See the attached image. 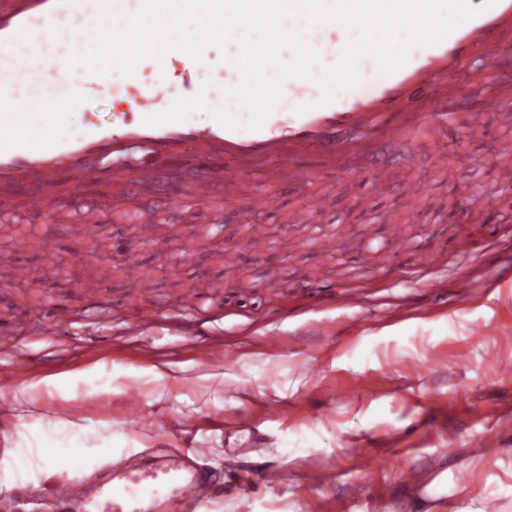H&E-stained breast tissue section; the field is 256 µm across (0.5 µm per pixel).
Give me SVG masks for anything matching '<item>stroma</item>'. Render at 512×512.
Returning a JSON list of instances; mask_svg holds the SVG:
<instances>
[{"instance_id":"obj_1","label":"stroma","mask_w":512,"mask_h":512,"mask_svg":"<svg viewBox=\"0 0 512 512\" xmlns=\"http://www.w3.org/2000/svg\"><path fill=\"white\" fill-rule=\"evenodd\" d=\"M73 108L68 129L107 126L118 119V91L87 89ZM476 138L384 142L352 157L346 168L327 167L305 189L284 180L283 166L259 161L243 174V204L235 222L224 220L223 194L181 208V232L209 234V249L185 259L172 275L154 247L138 265L151 277L148 298L131 294L124 277L90 258L92 242L136 235L145 221L142 202L160 206L165 186L134 188L118 195L105 182L78 196L99 210L90 236L76 237L66 225L36 220L18 207L0 211V254L24 268L16 288L0 289V452L22 421L10 392L19 384L10 362L19 346L36 353L33 376L78 371L92 365H157L163 379L128 385L123 395L42 403L40 416L85 419L138 443L135 461L158 452L204 449L225 484L239 478L240 449H259L280 472L275 485L252 480L243 490L213 503L210 512H448V499L420 495V483L450 472L455 483L491 492V512H512V488L501 485L512 470V376L499 371L512 360L500 336L512 334V286H504L482 257L495 250L500 265L512 266V223L488 216L483 224H461L471 253L461 257L448 231L457 199L454 179L471 184L476 196L512 200V183L502 182L492 160L512 126L490 112ZM397 164L406 179L426 182L412 199L392 181L375 183L366 173L377 164ZM331 189L322 222L276 230L287 214L299 213L302 192ZM416 214L407 227V246L391 239L385 214ZM375 225L359 249L321 254L320 239L339 225ZM267 226V249L254 258L238 245L250 226ZM291 248H283V239ZM430 253L431 269L415 268L416 250ZM85 256L77 266L73 256ZM92 280L107 307L98 317L81 294L67 288L73 276ZM223 282L226 301L211 299L205 284ZM287 290H279L278 281ZM56 307L71 313L68 332L54 330L46 315ZM210 319L213 342L199 343L176 330L179 318ZM279 337L271 346L266 336ZM98 336V353L85 351ZM434 366L417 373V363ZM141 401L136 422L126 417L127 395ZM301 434L310 445L293 455L288 438ZM384 458L368 470L371 458ZM485 459L472 468L474 459ZM416 485L399 480L403 468Z\"/></svg>"}]
</instances>
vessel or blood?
<instances>
[{"instance_id":"vessel-or-blood-1","label":"vessel or blood","mask_w":512,"mask_h":512,"mask_svg":"<svg viewBox=\"0 0 512 512\" xmlns=\"http://www.w3.org/2000/svg\"><path fill=\"white\" fill-rule=\"evenodd\" d=\"M93 0H0V94L11 103L10 123H20L22 103L14 88L26 78L29 66L21 49L48 40L56 20L64 14H86ZM339 23L362 32L345 47L344 77L372 53L378 64L377 80L360 84L345 99H338L332 84L319 97L300 101L288 121L271 110L259 127L248 125V113L236 112V127L218 119L199 125L186 118L189 110L217 111L210 96L194 87L193 75L209 61L208 54L193 57L174 49L181 77L189 92L176 101L164 100L167 74H160L151 93L139 86L142 62L131 71L113 63V84L123 88L127 105L111 126H94L80 134L67 133L43 148L14 145L0 149V188H17L23 210L31 216L65 219L71 228L87 230L94 210L74 207L71 195L87 182L103 179L126 190L151 187L162 172L180 165L187 151L196 154L197 173L190 182L170 183L161 203L165 211L185 201L205 202L216 190L224 192V212L242 205L238 165L252 157H274L288 168L291 185L303 186L311 171L301 162L306 153L318 155L327 166L336 165L355 151L352 134L360 133L398 142L423 132L450 136L455 119L447 106L458 91L460 73L474 71L477 81L499 78L512 67V0H359L342 9L338 0H288L282 28L289 44L309 46L308 18ZM95 21L83 24L70 43L72 55L82 57L93 48ZM420 43L418 53L400 50L402 40ZM225 93L244 81L242 60H224ZM160 225L140 226L136 236L121 247L136 254L157 243ZM200 452L170 456L161 462L133 467H112L109 479L90 489L72 480L54 488L57 497L80 506V512H206L201 488L207 473Z\"/></svg>"}]
</instances>
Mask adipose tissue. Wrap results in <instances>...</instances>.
I'll use <instances>...</instances> for the list:
<instances>
[{"mask_svg":"<svg viewBox=\"0 0 512 512\" xmlns=\"http://www.w3.org/2000/svg\"><path fill=\"white\" fill-rule=\"evenodd\" d=\"M162 377L161 370L154 365L133 368L115 363L105 376L92 367L42 375L17 385L13 395L18 405L24 407L46 397L69 398L80 385L86 387L88 394L109 397L119 392L117 380ZM130 453L124 437H98L94 423L47 421L38 417L24 424L0 456V495L9 493L21 480L35 484L55 482L63 473H89Z\"/></svg>","mask_w":512,"mask_h":512,"instance_id":"ef3b65f1","label":"adipose tissue"}]
</instances>
